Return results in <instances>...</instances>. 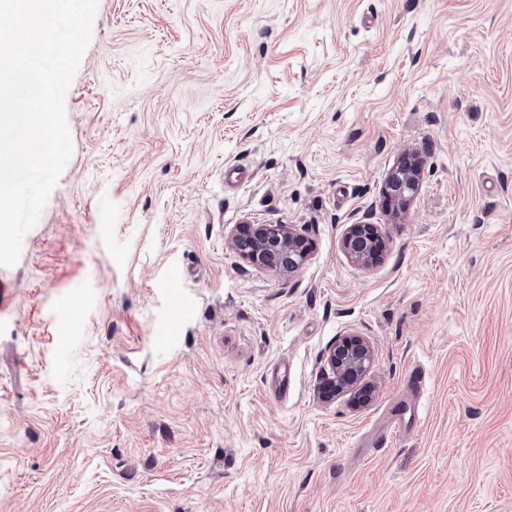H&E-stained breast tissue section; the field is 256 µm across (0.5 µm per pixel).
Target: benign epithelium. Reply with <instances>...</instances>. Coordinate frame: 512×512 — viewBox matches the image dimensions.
Instances as JSON below:
<instances>
[{
  "mask_svg": "<svg viewBox=\"0 0 512 512\" xmlns=\"http://www.w3.org/2000/svg\"><path fill=\"white\" fill-rule=\"evenodd\" d=\"M421 181L419 162L411 153H404L385 178L382 192L386 204L406 209L417 194ZM234 244L247 262L259 268H272L279 250L288 254L285 271L289 273L298 271L309 255L307 241L295 232L291 224H242L234 235ZM342 246L354 263L364 267L376 263L384 249L382 238L370 224L349 225ZM372 360V348L365 337L355 333L343 337L329 350L326 358L332 374L330 387L338 395L355 390L360 401L368 402L371 389L361 386V382L368 375Z\"/></svg>",
  "mask_w": 512,
  "mask_h": 512,
  "instance_id": "7a95c632",
  "label": "benign epithelium"
}]
</instances>
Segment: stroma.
Masks as SVG:
<instances>
[{
	"mask_svg": "<svg viewBox=\"0 0 512 512\" xmlns=\"http://www.w3.org/2000/svg\"><path fill=\"white\" fill-rule=\"evenodd\" d=\"M66 107L0 267V512H512V0H98ZM244 222L307 261L250 265ZM351 333L364 406L323 390ZM421 181L419 162L410 152H405L385 178L382 192L386 204L404 211L417 194ZM247 241L243 248L241 242ZM234 244L239 254L250 264L271 269L277 261L279 249L288 253V273L298 271L309 255L307 241L297 234L291 224H242L234 235ZM342 246L356 264L367 267L376 263L383 252V240L371 224H352L347 228Z\"/></svg>",
	"mask_w": 512,
	"mask_h": 512,
	"instance_id": "1",
	"label": "stroma"
}]
</instances>
